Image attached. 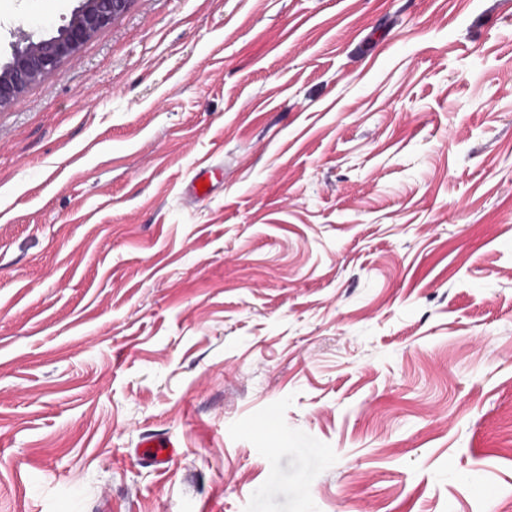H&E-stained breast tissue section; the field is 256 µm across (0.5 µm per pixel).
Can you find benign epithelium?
I'll use <instances>...</instances> for the list:
<instances>
[{"label":"benign epithelium","mask_w":512,"mask_h":512,"mask_svg":"<svg viewBox=\"0 0 512 512\" xmlns=\"http://www.w3.org/2000/svg\"><path fill=\"white\" fill-rule=\"evenodd\" d=\"M130 0H82L69 22L57 35L40 41L22 32L24 46L15 49L12 61L0 67V108L43 77L59 70L61 63L76 56L99 30L122 15Z\"/></svg>","instance_id":"obj_1"}]
</instances>
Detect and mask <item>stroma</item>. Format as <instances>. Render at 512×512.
I'll return each mask as SVG.
<instances>
[{"label": "stroma", "mask_w": 512, "mask_h": 512, "mask_svg": "<svg viewBox=\"0 0 512 512\" xmlns=\"http://www.w3.org/2000/svg\"><path fill=\"white\" fill-rule=\"evenodd\" d=\"M510 502L512 0H131L0 108V512ZM137 453L149 466L164 468L172 458L175 450L171 440L149 439L142 441Z\"/></svg>", "instance_id": "35a3bbf8"}]
</instances>
